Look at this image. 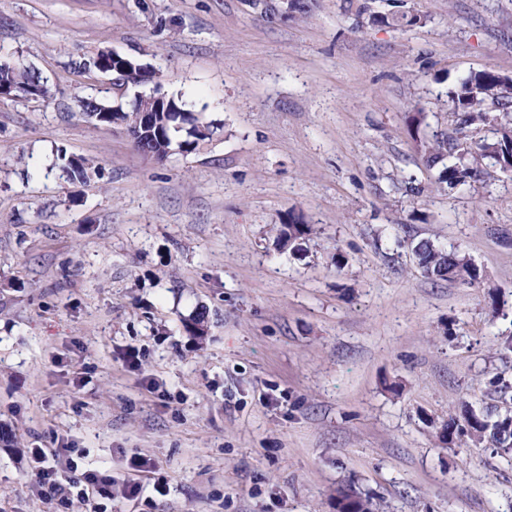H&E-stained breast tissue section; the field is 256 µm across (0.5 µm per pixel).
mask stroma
<instances>
[{
    "mask_svg": "<svg viewBox=\"0 0 512 512\" xmlns=\"http://www.w3.org/2000/svg\"><path fill=\"white\" fill-rule=\"evenodd\" d=\"M306 2L0 0V59L50 93L0 98V512H87L32 487L56 438L111 472L99 512H333L349 487L383 512H512V456L440 436L512 379V173L451 188L414 142L456 134L461 79L512 78V0ZM102 50L154 66L212 137L161 162L83 118L133 98ZM60 150L101 177L69 180ZM291 214L299 252L274 241ZM422 239L480 283L426 277Z\"/></svg>",
    "mask_w": 512,
    "mask_h": 512,
    "instance_id": "35a3bbf8",
    "label": "stroma"
}]
</instances>
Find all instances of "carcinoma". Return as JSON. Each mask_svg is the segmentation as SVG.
I'll return each instance as SVG.
<instances>
[{
  "instance_id": "cac0c4a2",
  "label": "carcinoma",
  "mask_w": 512,
  "mask_h": 512,
  "mask_svg": "<svg viewBox=\"0 0 512 512\" xmlns=\"http://www.w3.org/2000/svg\"><path fill=\"white\" fill-rule=\"evenodd\" d=\"M10 82L15 92L26 95L27 90L38 85L43 93H48L45 83L35 70L28 66L11 61L0 62V82ZM454 110L462 113L461 126L472 127L484 125L495 111L502 114L503 123L500 136L493 142H484L474 147L467 145L464 138L448 139L444 136L419 142L428 166L436 167L449 155L456 156V162L443 167L439 182L453 188L474 176L481 166V161L489 158L494 165L505 172L512 171V95H496L494 78L484 71L476 72L463 79L455 90L450 92ZM83 115L96 122L112 125L124 124L130 129L140 126V112L136 108L127 111L112 109V106L88 98L83 101ZM185 121L182 112H153L149 124L142 130L136 147L155 153L160 160L169 156V151L177 147L182 152H190L199 142L213 134V124L199 117L191 120V128L186 138L175 143L176 134L180 133L179 123ZM68 172L86 181L92 176L101 175V167L84 158L69 159L66 163ZM311 233L309 225L300 218L291 215L288 220L277 228V243L293 250L301 249L302 241ZM414 254L422 270L431 272V279L448 282L461 281L474 284L480 280L479 269L471 260L458 250L446 251L435 247L430 241L422 240L414 246ZM493 393L498 399L507 401L512 398V381L502 375H495L490 380ZM466 436L469 439L486 442L500 454L512 453V415L500 413L496 408H488L482 413L465 409L462 414L448 415V420L441 427V437L448 443L454 442L455 436Z\"/></svg>"
}]
</instances>
